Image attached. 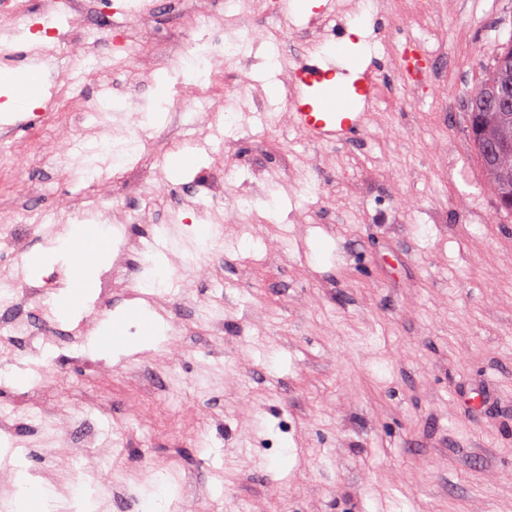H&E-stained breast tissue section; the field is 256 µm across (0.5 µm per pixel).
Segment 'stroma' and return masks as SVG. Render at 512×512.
Returning a JSON list of instances; mask_svg holds the SVG:
<instances>
[{
	"instance_id": "stroma-1",
	"label": "stroma",
	"mask_w": 512,
	"mask_h": 512,
	"mask_svg": "<svg viewBox=\"0 0 512 512\" xmlns=\"http://www.w3.org/2000/svg\"><path fill=\"white\" fill-rule=\"evenodd\" d=\"M63 21V51L32 110L0 113V228L36 289L19 314L67 332L103 315L87 306L63 320L52 304L68 267L27 266L62 230L37 223L99 219L86 195L126 211L137 247L112 294V313L145 301L184 334L169 367L152 349L88 355L62 343L39 351L16 337L0 357V407L10 410L0 444V512L18 490V469L41 484L90 491L97 512H144L151 493L168 512H512V216L494 211L466 132V108L500 44L512 39V0H392L346 11L350 58L364 68L377 125L346 144H327L258 111L289 113L286 59L309 46V18L328 0L281 15L278 41L211 70L208 50L168 72L161 46L207 34L223 0L195 9L150 0V17L117 50L96 0ZM101 32L102 65L82 69L71 33ZM427 44L437 91L392 73L384 47ZM250 83L229 109L213 153L196 144L191 108L164 94L224 98ZM72 101L98 112L59 109ZM152 126L134 161L112 153L130 108ZM234 170V179L224 177ZM236 208L228 247L201 241L195 200ZM164 280L144 288L149 270Z\"/></svg>"
}]
</instances>
